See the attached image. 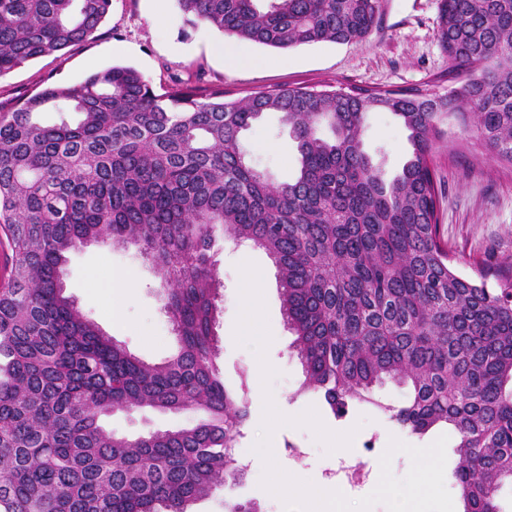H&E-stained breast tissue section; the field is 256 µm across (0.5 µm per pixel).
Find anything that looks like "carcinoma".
I'll use <instances>...</instances> for the list:
<instances>
[{"label":"carcinoma","mask_w":512,"mask_h":512,"mask_svg":"<svg viewBox=\"0 0 512 512\" xmlns=\"http://www.w3.org/2000/svg\"><path fill=\"white\" fill-rule=\"evenodd\" d=\"M223 34L289 49L362 45L380 0H177ZM112 0H0V77L92 38ZM445 96L419 89L297 87L230 98L181 82L158 93L113 66L47 86L0 116V512H190L242 476L231 449L249 411L217 364L221 283L214 228L264 249L278 270L293 348L336 418L364 406L410 435L458 433L463 512H503L512 484V269L499 287L457 274L439 240L433 142L450 116L512 164V0H440ZM45 112L58 120L42 122ZM281 114L297 142L295 176L269 181L241 133ZM370 112L408 132L401 171L384 178L364 151ZM134 244L165 284L180 342L161 364L118 344L65 295L67 254ZM411 388L395 409L374 396ZM195 410L190 427L134 439L116 411Z\"/></svg>","instance_id":"cac0c4a2"}]
</instances>
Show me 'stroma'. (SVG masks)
Instances as JSON below:
<instances>
[{"instance_id":"stroma-1","label":"stroma","mask_w":512,"mask_h":512,"mask_svg":"<svg viewBox=\"0 0 512 512\" xmlns=\"http://www.w3.org/2000/svg\"><path fill=\"white\" fill-rule=\"evenodd\" d=\"M439 6L440 0H381L378 25L365 44L320 42L275 49L203 24L191 25L176 0H112L95 37L0 77V113L13 111L46 86L77 85L92 72L114 65L136 69L160 93L173 87L176 79L195 75L200 86L224 87L233 98L296 87L416 88L441 96L448 94L452 85L442 79L448 70V56L437 36ZM441 129L434 148L440 239L459 274L475 279L487 273L488 286L497 287L496 270L512 266V165L498 162L476 131L457 119L443 121ZM362 140L386 177L401 170L408 149L407 132L396 116L369 113ZM240 145L251 164L272 181L283 182L292 176L297 146L278 113L264 114L242 133ZM212 251L222 283L216 333L225 386L235 390L245 380L254 390L261 384L255 354L237 345L233 335L240 310L238 266L249 260L262 272L273 337L267 358L278 371L271 384L276 406L290 416L312 407L330 430L355 429L349 457L366 464L359 481L336 476L339 456L327 453L312 430L284 426L272 439L279 466L313 482L333 478L336 489L359 499L376 487L379 477L374 466L390 438L426 447L444 435L448 438L445 486L455 496V431L438 425L424 436H412L388 415L365 407L345 419H335L316 394L300 390L305 373L292 348L294 336L285 321L277 268L271 258L263 249L248 243L238 246L220 235L215 236ZM117 271L129 277L125 290L110 286ZM64 284L66 294L82 313L139 359L159 363L175 352L177 339L163 309L164 284L135 246L93 243L71 252ZM199 418L195 411L174 415L145 409L114 414L104 424L116 433L137 437L157 429L189 426ZM291 446L304 449L305 458L290 456L287 449ZM261 475V469H248L239 480L194 503L192 512H226L229 505L249 502L258 512H284L282 501L260 487ZM453 505L455 512H462L461 499L455 496Z\"/></svg>"}]
</instances>
